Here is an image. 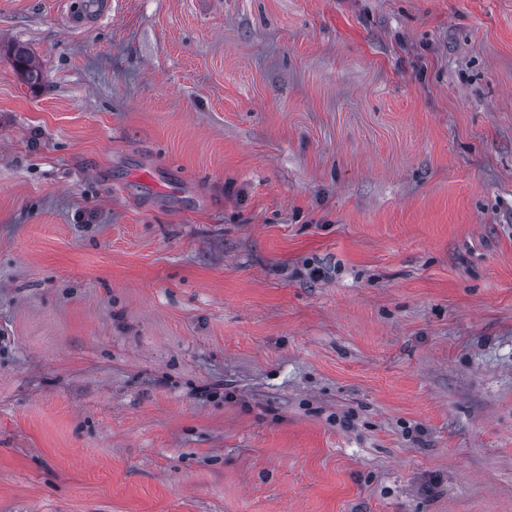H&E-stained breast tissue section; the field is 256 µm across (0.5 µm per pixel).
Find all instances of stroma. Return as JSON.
I'll return each mask as SVG.
<instances>
[{
  "mask_svg": "<svg viewBox=\"0 0 512 512\" xmlns=\"http://www.w3.org/2000/svg\"><path fill=\"white\" fill-rule=\"evenodd\" d=\"M69 9L0 0V512H512V0ZM76 4L77 8L71 14L70 21L79 25L96 22L106 15L111 8L110 0H81Z\"/></svg>",
  "mask_w": 512,
  "mask_h": 512,
  "instance_id": "obj_1",
  "label": "stroma"
}]
</instances>
